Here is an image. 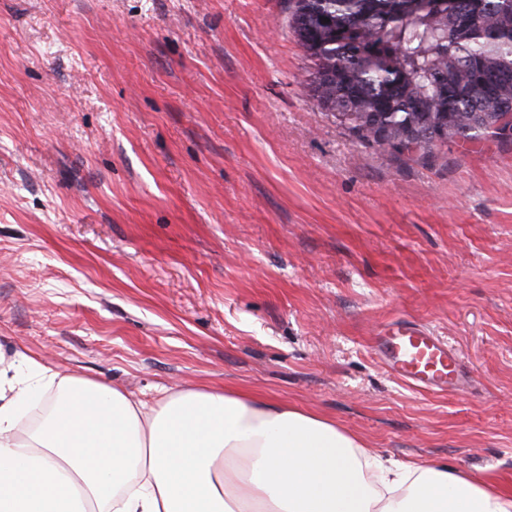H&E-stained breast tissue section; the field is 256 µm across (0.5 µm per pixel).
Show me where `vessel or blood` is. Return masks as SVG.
<instances>
[{
  "mask_svg": "<svg viewBox=\"0 0 512 512\" xmlns=\"http://www.w3.org/2000/svg\"><path fill=\"white\" fill-rule=\"evenodd\" d=\"M374 343L387 372L417 390L459 393L469 385L457 351L422 326L396 322L375 337Z\"/></svg>",
  "mask_w": 512,
  "mask_h": 512,
  "instance_id": "vessel-or-blood-1",
  "label": "vessel or blood"
}]
</instances>
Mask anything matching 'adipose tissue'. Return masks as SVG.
<instances>
[{
	"instance_id": "ef3b65f1",
	"label": "adipose tissue",
	"mask_w": 512,
	"mask_h": 512,
	"mask_svg": "<svg viewBox=\"0 0 512 512\" xmlns=\"http://www.w3.org/2000/svg\"><path fill=\"white\" fill-rule=\"evenodd\" d=\"M18 366L0 371V512H512L511 489L445 462L385 465L283 402L224 388L149 402Z\"/></svg>"
}]
</instances>
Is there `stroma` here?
Returning a JSON list of instances; mask_svg holds the SVG:
<instances>
[{
    "label": "stroma",
    "mask_w": 512,
    "mask_h": 512,
    "mask_svg": "<svg viewBox=\"0 0 512 512\" xmlns=\"http://www.w3.org/2000/svg\"><path fill=\"white\" fill-rule=\"evenodd\" d=\"M311 70L288 0H0V355L248 390L512 482V141L394 159ZM398 320L465 392L389 375ZM374 343L387 372L417 390L459 393L469 385L457 351L422 326L396 322L375 336Z\"/></svg>",
    "instance_id": "35a3bbf8"
}]
</instances>
